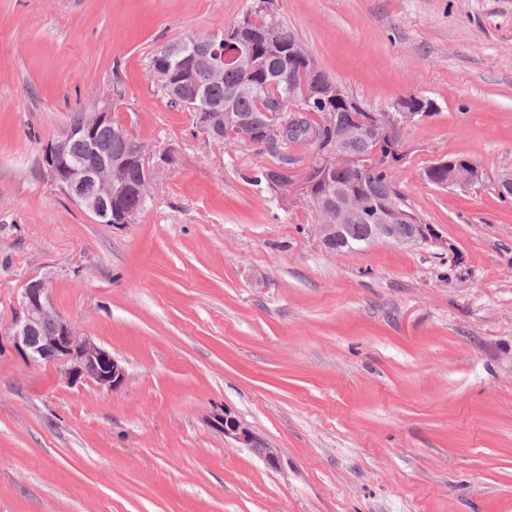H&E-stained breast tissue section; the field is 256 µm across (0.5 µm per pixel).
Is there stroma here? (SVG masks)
Listing matches in <instances>:
<instances>
[{
  "mask_svg": "<svg viewBox=\"0 0 512 512\" xmlns=\"http://www.w3.org/2000/svg\"><path fill=\"white\" fill-rule=\"evenodd\" d=\"M254 0H0V327L30 279L123 364L67 385L0 336V512H512V0H275L364 108L401 125L392 181L456 245L324 251L307 200L251 182L266 155L209 140L150 70L162 46ZM112 97L153 176L103 224L43 163L72 113ZM463 155L485 183L426 168ZM230 412L278 468L212 427ZM438 163H446L448 167L430 166L425 170V179L436 186L444 187L447 180L448 188L482 184L486 181L487 174L484 170L466 156Z\"/></svg>",
  "mask_w": 512,
  "mask_h": 512,
  "instance_id": "stroma-1",
  "label": "stroma"
}]
</instances>
